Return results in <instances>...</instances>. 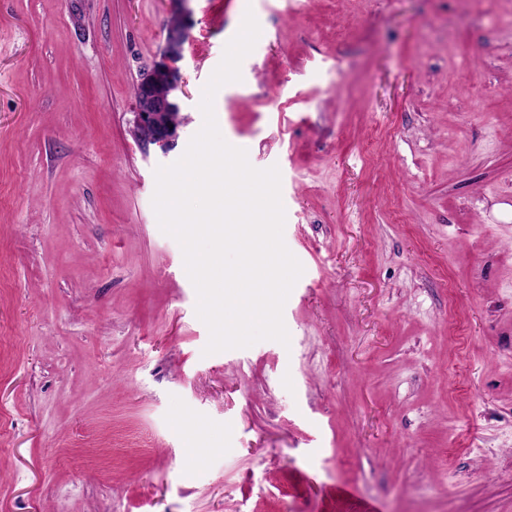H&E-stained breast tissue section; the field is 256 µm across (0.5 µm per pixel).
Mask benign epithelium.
<instances>
[{"mask_svg": "<svg viewBox=\"0 0 512 512\" xmlns=\"http://www.w3.org/2000/svg\"><path fill=\"white\" fill-rule=\"evenodd\" d=\"M187 27L178 22L169 28L163 51V61L140 74V95L135 105V128L146 143L157 144L162 150L171 149L178 137L179 121L174 119L179 110L175 92L180 88L181 76L172 63L182 58Z\"/></svg>", "mask_w": 512, "mask_h": 512, "instance_id": "7a95c632", "label": "benign epithelium"}]
</instances>
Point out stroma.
Segmentation results:
<instances>
[{
    "label": "stroma",
    "mask_w": 512,
    "mask_h": 512,
    "mask_svg": "<svg viewBox=\"0 0 512 512\" xmlns=\"http://www.w3.org/2000/svg\"><path fill=\"white\" fill-rule=\"evenodd\" d=\"M247 3L189 0L165 152L172 0H0V512H512V0ZM249 10L215 116L304 272L207 356L155 170ZM177 28L169 27L163 51V61L140 74V95L135 105V128L146 143L157 144L163 151L171 149L178 137L179 104L175 92L180 88L178 68L169 65L182 58L185 42L189 38L187 27L176 19ZM177 111V112H175Z\"/></svg>",
    "instance_id": "35a3bbf8"
}]
</instances>
